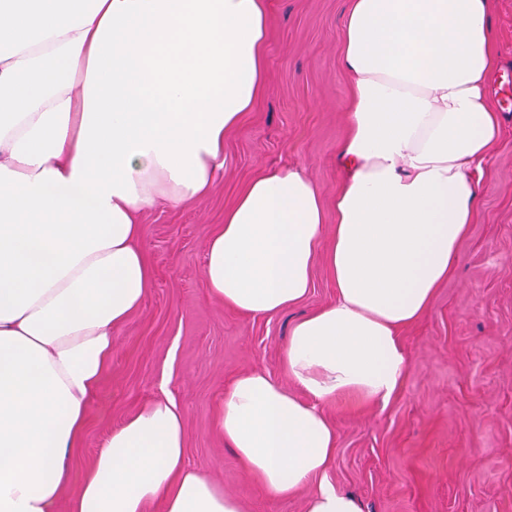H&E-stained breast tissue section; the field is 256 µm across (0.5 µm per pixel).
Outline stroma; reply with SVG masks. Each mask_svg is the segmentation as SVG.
<instances>
[{
    "label": "stroma",
    "instance_id": "obj_1",
    "mask_svg": "<svg viewBox=\"0 0 512 512\" xmlns=\"http://www.w3.org/2000/svg\"><path fill=\"white\" fill-rule=\"evenodd\" d=\"M266 84L240 128L224 138V168L209 193L140 217L139 246L152 268L143 305L114 338L112 363L70 453L80 479L102 441L143 404L170 393L184 417L191 465L234 496L243 512H305L309 489L271 499L248 477L214 425V410L239 375L261 369L287 382L292 324L333 302L317 259L299 304L272 317L241 315L213 300L203 267L207 242L256 175L301 166L325 202L339 183L336 152L346 132L350 78L341 66L349 0H270ZM497 64L491 98L503 136L491 150L475 224L455 274L429 312L405 328L402 388L387 404L328 408L336 453L327 477L363 512H512V0H494Z\"/></svg>",
    "mask_w": 512,
    "mask_h": 512
}]
</instances>
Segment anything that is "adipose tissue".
Instances as JSON below:
<instances>
[{
    "label": "adipose tissue",
    "mask_w": 512,
    "mask_h": 512,
    "mask_svg": "<svg viewBox=\"0 0 512 512\" xmlns=\"http://www.w3.org/2000/svg\"><path fill=\"white\" fill-rule=\"evenodd\" d=\"M493 0H350L349 122L333 234L297 165L262 173L212 233L209 295L271 317L317 258L332 304L296 321L288 383L237 377L215 427L246 475L306 512H362L326 478L344 396L387 402L401 331L429 311L474 223L502 131L489 96ZM269 0H0V512H56L68 453L152 272L140 214L206 195L224 136L265 80ZM171 396L103 441L70 512H241L192 467Z\"/></svg>",
    "instance_id": "adipose-tissue-1"
}]
</instances>
